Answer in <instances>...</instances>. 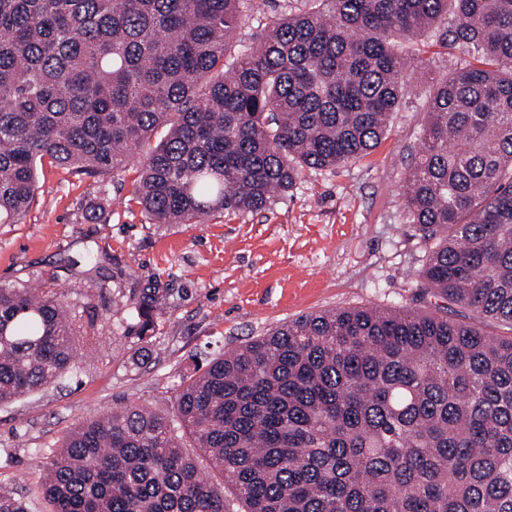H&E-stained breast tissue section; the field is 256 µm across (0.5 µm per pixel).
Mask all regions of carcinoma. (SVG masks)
<instances>
[{
	"label": "carcinoma",
	"instance_id": "carcinoma-1",
	"mask_svg": "<svg viewBox=\"0 0 512 512\" xmlns=\"http://www.w3.org/2000/svg\"><path fill=\"white\" fill-rule=\"evenodd\" d=\"M265 2L0 0V224L43 159L104 176L143 149L153 223L261 210L377 147L407 42L451 14L471 61L437 80L402 186L439 304L307 315L182 380L170 416L79 423L48 465L51 512H512V333L486 330L512 329V0H302L238 49ZM159 304L134 302L140 331ZM92 329L50 287L0 286V404L70 373ZM0 512L28 509L0 492Z\"/></svg>",
	"mask_w": 512,
	"mask_h": 512
}]
</instances>
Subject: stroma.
Segmentation results:
<instances>
[{"label":"stroma","instance_id":"stroma-1","mask_svg":"<svg viewBox=\"0 0 512 512\" xmlns=\"http://www.w3.org/2000/svg\"><path fill=\"white\" fill-rule=\"evenodd\" d=\"M439 36L417 39L402 103L370 155L303 171L258 212L155 224L135 198V166L91 177L43 164L23 222L0 224V286L52 284L96 339L79 345L71 374L0 404V490L49 512L32 455L51 459L76 423L129 405L168 412L181 378L300 316L416 307L427 244L407 219L402 184L434 80L469 60ZM94 202L104 220L91 217ZM89 251L93 269L80 262ZM153 291L164 303L144 333L132 301Z\"/></svg>","mask_w":512,"mask_h":512}]
</instances>
